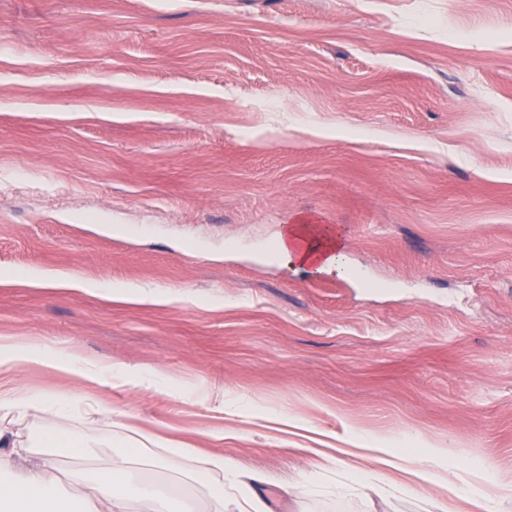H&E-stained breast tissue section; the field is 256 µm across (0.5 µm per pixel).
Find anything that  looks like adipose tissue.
Masks as SVG:
<instances>
[{
	"label": "adipose tissue",
	"instance_id": "ef3b65f1",
	"mask_svg": "<svg viewBox=\"0 0 512 512\" xmlns=\"http://www.w3.org/2000/svg\"><path fill=\"white\" fill-rule=\"evenodd\" d=\"M277 254L290 267L339 279L350 274L342 230L307 217L282 228L277 239ZM27 363L76 373L89 381L97 380L101 373L97 363L75 352L38 339L0 336V372ZM27 408H45L57 414L75 411L88 417L106 414L100 402L88 398L51 397L33 391L0 389V411ZM147 443L163 446V453L155 460L156 467L162 470L171 469L178 461L200 457L197 449L166 444L158 436L141 434L134 438L131 448L113 456L107 472L87 480L88 492L80 500L79 512H198L195 501L187 495L174 494L169 481L132 479L131 470L139 448ZM369 454L373 460L390 468L396 467L398 462H406L409 474L446 489L447 498L437 504L439 512H448L451 500L460 498L468 487L482 479L481 473L473 469L463 476L449 470V451L436 444L427 448L422 458L403 457L394 448L374 447ZM203 460L199 469L201 477L221 474L236 479L234 467L223 456L210 455ZM52 468L53 463L48 459L30 461L27 449L18 447L7 433L0 431V512H61L62 486L49 478Z\"/></svg>",
	"mask_w": 512,
	"mask_h": 512
}]
</instances>
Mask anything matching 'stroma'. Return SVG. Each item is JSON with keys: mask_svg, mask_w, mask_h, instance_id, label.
I'll use <instances>...</instances> for the list:
<instances>
[{"mask_svg": "<svg viewBox=\"0 0 512 512\" xmlns=\"http://www.w3.org/2000/svg\"><path fill=\"white\" fill-rule=\"evenodd\" d=\"M299 216L356 278L275 257ZM0 336L171 378L0 373L108 412L0 413L68 512L137 430L271 476L264 512H438L340 492L405 477L321 468L362 430L512 480V0H0Z\"/></svg>", "mask_w": 512, "mask_h": 512, "instance_id": "35a3bbf8", "label": "stroma"}]
</instances>
